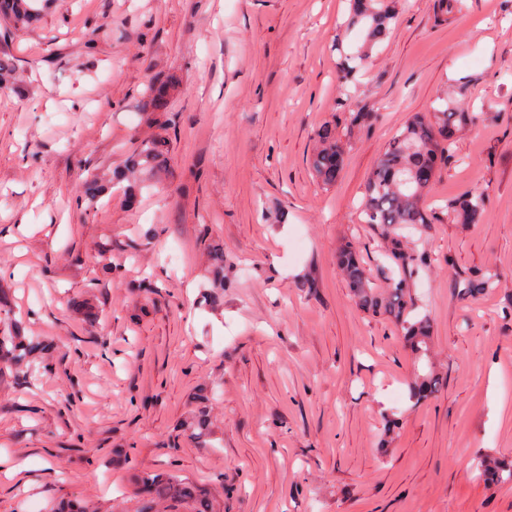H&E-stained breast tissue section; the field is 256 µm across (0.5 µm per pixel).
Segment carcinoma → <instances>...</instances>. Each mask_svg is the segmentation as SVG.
Returning a JSON list of instances; mask_svg holds the SVG:
<instances>
[{"label": "carcinoma", "mask_w": 512, "mask_h": 512, "mask_svg": "<svg viewBox=\"0 0 512 512\" xmlns=\"http://www.w3.org/2000/svg\"><path fill=\"white\" fill-rule=\"evenodd\" d=\"M47 0H0V19L7 24L6 31H22L38 22ZM402 0H350V11L342 28L349 32L359 29L360 44L352 52L337 40L338 95L350 96L351 84L372 57L374 48L384 40L390 26L396 21ZM178 88L174 78L152 81L142 99L141 110L155 120V115L167 111L170 98ZM378 118L375 112H351L345 126L328 123L316 132L318 145L310 158V167L317 180L325 187L336 184L344 166L346 145L344 137L356 129L372 125ZM476 116L442 104L435 109L433 119L413 116L396 130L380 156L364 187L362 223L370 226L381 241L377 270L384 275L379 286L367 274L352 239H346L338 252L337 264L343 271L350 292L358 305L367 312L383 314L400 330L408 349L416 356L428 355L432 329L428 315L418 311L411 288L414 274L424 263V256L409 246L403 232H419L431 223L424 198L439 173L454 161L452 144L456 133ZM169 166V133L166 128L142 140L129 160L124 177L135 180L144 176L152 182ZM111 190V183L96 175L85 184L81 204L93 209L100 198ZM448 209L464 224H477L487 209V200L481 194H471L452 200ZM214 266L211 283L224 288V249L213 246ZM497 274L487 270L479 275L462 278L457 283L459 295L475 299L493 287ZM46 344L19 335L17 330L0 331V363L28 367L34 355ZM443 377L435 369L416 377L411 385V396L420 401L438 392ZM207 399L198 398L186 428L201 444L214 437L208 419ZM479 477L492 483H512V459L482 458L477 464ZM139 493L144 497L139 512H152L155 498H167L192 505V512H214L212 503L198 494L195 484L176 476L160 478L144 473L139 476Z\"/></svg>", "instance_id": "1"}]
</instances>
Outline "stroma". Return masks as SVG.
I'll return each mask as SVG.
<instances>
[{"label": "stroma", "instance_id": "35a3bbf8", "mask_svg": "<svg viewBox=\"0 0 512 512\" xmlns=\"http://www.w3.org/2000/svg\"><path fill=\"white\" fill-rule=\"evenodd\" d=\"M347 7L53 0L0 39L15 65L0 93V303L5 324L52 344L34 375L0 368V512H135L145 472L196 482L224 512H512V484L474 472L512 456V0H467L451 20L405 0L341 104ZM171 75L164 189L129 207L116 185L80 206L88 174L124 171L154 133L142 94ZM446 98L479 118L427 196L412 295L433 336L419 359L353 301L336 252L355 236L373 267L366 179L393 132ZM362 108L380 118L323 188L315 132ZM470 192L489 204L462 224L446 204ZM487 269L495 288L458 296V278ZM431 367L445 384L413 403ZM201 394L219 432L208 447L183 426Z\"/></svg>", "mask_w": 512, "mask_h": 512}]
</instances>
